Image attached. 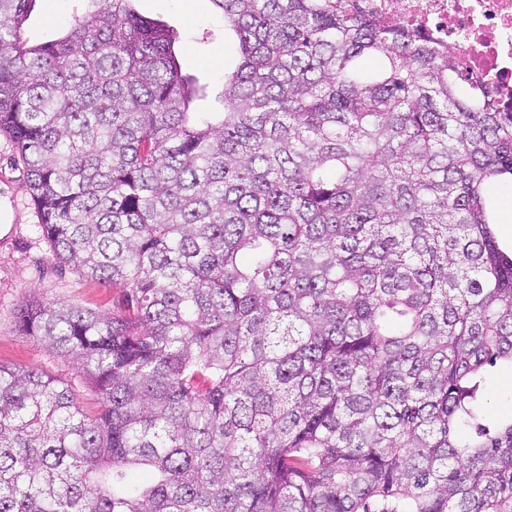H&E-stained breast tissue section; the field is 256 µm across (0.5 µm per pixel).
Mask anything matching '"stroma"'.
Listing matches in <instances>:
<instances>
[{"mask_svg":"<svg viewBox=\"0 0 512 512\" xmlns=\"http://www.w3.org/2000/svg\"><path fill=\"white\" fill-rule=\"evenodd\" d=\"M84 0H34L23 26L25 40L39 44L65 34L85 10ZM138 13L162 22L180 36L175 53L183 74L202 90L200 111H208L224 83V68L239 58L236 44L224 39V18L210 0H135ZM84 308L112 307L121 291L86 279L56 262L26 191L24 169L10 138L0 136V364L34 369L69 385L85 410L98 400L69 357L22 335L19 307L30 297Z\"/></svg>","mask_w":512,"mask_h":512,"instance_id":"stroma-1","label":"stroma"}]
</instances>
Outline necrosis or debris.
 Masks as SVG:
<instances>
[{
	"mask_svg": "<svg viewBox=\"0 0 512 512\" xmlns=\"http://www.w3.org/2000/svg\"><path fill=\"white\" fill-rule=\"evenodd\" d=\"M382 19L425 33L467 74L512 103V0H368Z\"/></svg>",
	"mask_w": 512,
	"mask_h": 512,
	"instance_id": "necrosis-or-debris-1",
	"label": "necrosis or debris"
}]
</instances>
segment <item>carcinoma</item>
<instances>
[{"label":"carcinoma","mask_w":512,"mask_h":512,"mask_svg":"<svg viewBox=\"0 0 512 512\" xmlns=\"http://www.w3.org/2000/svg\"><path fill=\"white\" fill-rule=\"evenodd\" d=\"M31 2L0 0V134L53 256L122 299L20 308L98 409L0 364V512H512L479 397L512 376V112L365 0H211L212 112L134 0L36 45ZM488 191L500 208L501 219L495 226L499 242L510 250L512 247V192L503 194L497 186H491Z\"/></svg>","instance_id":"obj_1"}]
</instances>
